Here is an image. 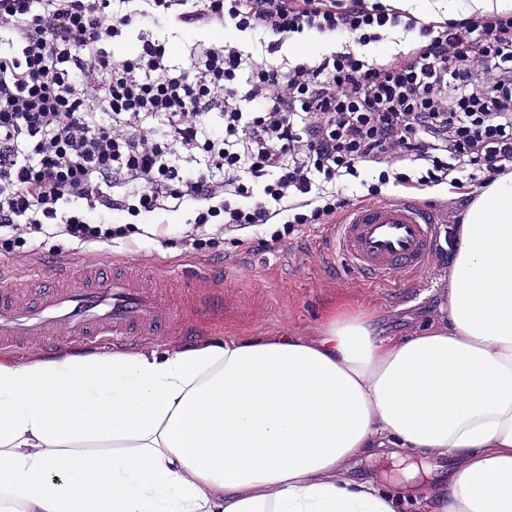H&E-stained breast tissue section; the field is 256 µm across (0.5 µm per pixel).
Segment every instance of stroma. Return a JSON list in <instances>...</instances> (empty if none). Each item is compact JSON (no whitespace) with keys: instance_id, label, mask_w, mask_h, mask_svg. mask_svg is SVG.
I'll return each instance as SVG.
<instances>
[{"instance_id":"stroma-1","label":"stroma","mask_w":512,"mask_h":512,"mask_svg":"<svg viewBox=\"0 0 512 512\" xmlns=\"http://www.w3.org/2000/svg\"><path fill=\"white\" fill-rule=\"evenodd\" d=\"M185 214L150 217L153 236H140L106 246L80 243L67 237L35 239L31 259L18 264L0 261L1 285L31 290L40 282L33 269L55 257L70 260L74 274L103 253L112 254L118 267H137L135 286L157 266L179 274L196 267L224 270V290L233 310L213 321L203 336L171 332L124 344L128 353L178 349L199 340L260 338L290 330L312 336L334 310L345 306L373 316L384 334L402 336L436 315L446 294L448 270L431 263L409 281H371L353 269L343 255L329 252L323 242L324 225L304 226L284 240L276 253L261 251L257 239L272 225L227 233L224 239L197 248L185 239Z\"/></svg>"}]
</instances>
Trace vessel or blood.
<instances>
[{
    "label": "vessel or blood",
    "instance_id": "obj_1",
    "mask_svg": "<svg viewBox=\"0 0 512 512\" xmlns=\"http://www.w3.org/2000/svg\"><path fill=\"white\" fill-rule=\"evenodd\" d=\"M436 222L435 213L421 202L401 198L353 207L331 226L328 239L361 275L403 280L428 266ZM110 265V258H99L77 277L69 264H61L49 272L54 287L31 294L1 288L0 343L18 347L37 341L52 350L75 343L90 346L107 337L127 342L175 324L191 325L165 290L131 287L127 276L109 274ZM214 280L207 271L186 288L206 312L224 308Z\"/></svg>",
    "mask_w": 512,
    "mask_h": 512
}]
</instances>
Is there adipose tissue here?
Listing matches in <instances>:
<instances>
[{
	"label": "adipose tissue",
	"mask_w": 512,
	"mask_h": 512,
	"mask_svg": "<svg viewBox=\"0 0 512 512\" xmlns=\"http://www.w3.org/2000/svg\"><path fill=\"white\" fill-rule=\"evenodd\" d=\"M448 305L407 336L315 335L0 363V512H512V172L467 205ZM452 457L445 493L349 478ZM394 464V468H390L387 463ZM399 462L398 460H379L375 458L363 457L358 463L352 467L349 472V477L355 479L357 481L368 480L370 478H376L380 481L379 484L391 488L396 491V482L403 479V476L400 471H395L393 469L398 468ZM381 471H386L389 474L388 480H385L380 477ZM399 473V474H398Z\"/></svg>",
	"instance_id": "ef3b65f1"
}]
</instances>
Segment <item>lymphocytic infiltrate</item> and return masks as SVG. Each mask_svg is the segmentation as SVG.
<instances>
[{"label": "lymphocytic infiltrate", "mask_w": 512, "mask_h": 512, "mask_svg": "<svg viewBox=\"0 0 512 512\" xmlns=\"http://www.w3.org/2000/svg\"><path fill=\"white\" fill-rule=\"evenodd\" d=\"M400 27L417 40L380 62ZM226 31L223 39L212 30ZM338 50L295 61L290 39ZM257 37L255 55L244 36ZM133 51H125V44ZM404 162L408 171L393 172ZM422 187L512 171V14L423 21L382 0H0V232L109 243L190 213L187 240L273 225L277 252L351 206L344 176ZM416 33H405L401 28L387 32L383 40L371 44L368 51L371 56L388 61L399 50L406 49L416 38ZM337 41L329 36H321L316 33L298 37L294 41L288 42L283 53L288 57L301 53L308 55H319L320 53L328 52L336 47ZM303 48L304 51H300Z\"/></svg>", "instance_id": "obj_1"}]
</instances>
